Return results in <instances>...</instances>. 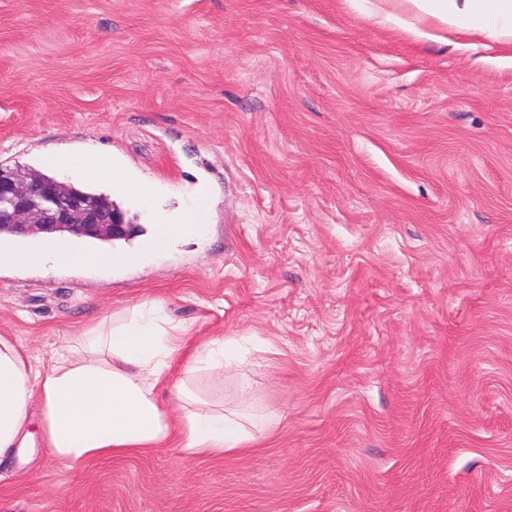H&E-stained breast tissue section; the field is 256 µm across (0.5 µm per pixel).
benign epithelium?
I'll use <instances>...</instances> for the list:
<instances>
[{
    "label": "benign epithelium",
    "instance_id": "1",
    "mask_svg": "<svg viewBox=\"0 0 512 512\" xmlns=\"http://www.w3.org/2000/svg\"><path fill=\"white\" fill-rule=\"evenodd\" d=\"M132 228L120 211L99 208L54 176L0 167V234L31 237L60 232L114 241L128 237Z\"/></svg>",
    "mask_w": 512,
    "mask_h": 512
}]
</instances>
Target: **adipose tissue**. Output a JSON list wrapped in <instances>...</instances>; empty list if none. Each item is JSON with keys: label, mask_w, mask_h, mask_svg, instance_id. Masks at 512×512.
<instances>
[{"label": "adipose tissue", "mask_w": 512, "mask_h": 512, "mask_svg": "<svg viewBox=\"0 0 512 512\" xmlns=\"http://www.w3.org/2000/svg\"><path fill=\"white\" fill-rule=\"evenodd\" d=\"M376 24L400 28L414 37L441 40L448 32L479 35L512 45V0H368ZM47 166L74 170L140 204L154 190L113 164L99 151L52 153ZM210 200L196 193L179 220L166 221L152 236L151 254L199 239L208 225ZM141 252L113 250L92 239L42 234L28 244L0 239V263L16 267H78L99 272ZM185 329L156 300H142L109 322L94 325L51 351L49 366L25 360L10 339L0 336V458L41 438L62 463L125 455L177 440L191 457L221 458L255 440L243 422L197 398L185 379L199 370L223 373L230 362L227 343L214 339L196 348L176 386L178 415L156 397L183 349Z\"/></svg>", "instance_id": "ef3b65f1"}]
</instances>
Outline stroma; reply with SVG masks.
Segmentation results:
<instances>
[{
  "label": "stroma",
  "mask_w": 512,
  "mask_h": 512,
  "mask_svg": "<svg viewBox=\"0 0 512 512\" xmlns=\"http://www.w3.org/2000/svg\"><path fill=\"white\" fill-rule=\"evenodd\" d=\"M97 147L197 181L204 236L105 273L0 268L29 359L144 299L198 394L277 411L222 459L178 444L0 461V512H512V47L418 40L359 0H0V166ZM230 341L223 338L214 339L196 348L183 366L185 377H190L197 371L204 369L216 374H221L224 369L230 366L226 358V347Z\"/></svg>",
  "instance_id": "obj_1"
}]
</instances>
